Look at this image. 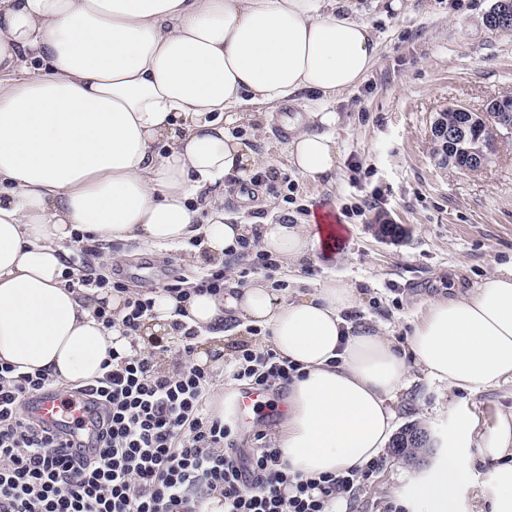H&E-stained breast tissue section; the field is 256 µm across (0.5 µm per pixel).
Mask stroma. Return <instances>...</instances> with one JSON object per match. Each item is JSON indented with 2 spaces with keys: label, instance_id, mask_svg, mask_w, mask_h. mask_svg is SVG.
Wrapping results in <instances>:
<instances>
[{
  "label": "stroma",
  "instance_id": "35a3bbf8",
  "mask_svg": "<svg viewBox=\"0 0 512 512\" xmlns=\"http://www.w3.org/2000/svg\"><path fill=\"white\" fill-rule=\"evenodd\" d=\"M495 0H405L401 12L385 11L381 0H353L372 21L379 44L374 68L355 88L329 103L339 165L332 180L311 182L288 163L286 138L276 125L300 112L296 100L265 109L259 133L248 137L264 167L260 183H224V214L234 224H267L282 219L304 222L310 210L334 209L344 225L341 261H305L277 268L268 285L277 299L297 284L314 287L337 277L359 288L363 299L356 322L380 327L407 344L416 317L429 299L450 288L469 290L494 262L512 256V140L501 144L484 170L439 168L429 139L436 112L451 104L481 109L487 99L512 94V32H493L484 17ZM362 161L354 170V161ZM379 197L377 208L347 215V208ZM401 225L402 237L379 239L378 216ZM188 246L154 247L137 241L102 243L98 262L121 271L130 289L161 287L165 273L193 284L214 262L200 255L184 260ZM240 318L226 316L224 335L202 336L200 348L214 376L225 387L224 372L238 343L248 341ZM409 386L392 401L398 427L425 426L436 446L424 463L398 459L391 448L373 483L343 512H381L385 502L405 503L413 480L440 457L437 443L455 429L454 411L469 413L480 426L492 414L512 412V382L480 393L448 391L411 369Z\"/></svg>",
  "mask_w": 512,
  "mask_h": 512
}]
</instances>
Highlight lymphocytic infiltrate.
Wrapping results in <instances>:
<instances>
[{
  "mask_svg": "<svg viewBox=\"0 0 512 512\" xmlns=\"http://www.w3.org/2000/svg\"><path fill=\"white\" fill-rule=\"evenodd\" d=\"M75 241L66 259L70 287L126 293L122 322L103 308L97 316L105 327L121 325L129 347L110 351L102 376L78 389L103 412L94 455L54 437L27 414V401L54 385L47 372L19 374L0 364V512H203L215 495L223 498L224 512H336L370 481L380 460L312 477L291 472L273 446L243 453L235 443L236 423L208 409L212 374L192 359L199 331L173 321L184 361L173 372L159 370L136 340L153 316L149 292L127 294L121 281L90 264L95 247L80 235ZM296 370L273 348L243 343L228 377L266 391L290 383Z\"/></svg>",
  "mask_w": 512,
  "mask_h": 512,
  "instance_id": "1",
  "label": "lymphocytic infiltrate"
}]
</instances>
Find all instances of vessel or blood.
<instances>
[{"mask_svg": "<svg viewBox=\"0 0 512 512\" xmlns=\"http://www.w3.org/2000/svg\"><path fill=\"white\" fill-rule=\"evenodd\" d=\"M266 403L264 391H244L237 399L236 415L240 420H248L253 413L264 408ZM26 411L53 433H72L73 441L77 444L82 441L81 435L76 432L77 427H89L97 414L90 403L56 389L42 391L29 399Z\"/></svg>", "mask_w": 512, "mask_h": 512, "instance_id": "vessel-or-blood-1", "label": "vessel or blood"}]
</instances>
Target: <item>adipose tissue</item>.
Listing matches in <instances>:
<instances>
[{
  "mask_svg": "<svg viewBox=\"0 0 512 512\" xmlns=\"http://www.w3.org/2000/svg\"><path fill=\"white\" fill-rule=\"evenodd\" d=\"M349 0H0V363L83 385L109 350H124L123 300L67 287L66 242L138 240L174 246L202 236L216 260L244 238L297 263L337 259L327 214L315 224L224 221L225 179L263 162L232 132L259 107L301 92L336 99L374 67L378 45ZM320 131H313V124ZM335 113L306 109L286 146L317 182L334 173ZM360 293L330 278L286 300L260 282L191 296L185 321L224 333L232 311L296 363L274 444L314 476L364 467L394 430L390 403L410 367L449 390L512 381V258L479 287L431 300L407 350L348 323ZM453 447L490 466L487 512H512V413L487 428L458 416ZM467 470L444 456L415 483L411 512H457Z\"/></svg>",
  "mask_w": 512,
  "mask_h": 512,
  "instance_id": "obj_1",
  "label": "adipose tissue"
}]
</instances>
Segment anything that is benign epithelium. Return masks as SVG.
<instances>
[{"label":"benign epithelium","instance_id":"1","mask_svg":"<svg viewBox=\"0 0 512 512\" xmlns=\"http://www.w3.org/2000/svg\"><path fill=\"white\" fill-rule=\"evenodd\" d=\"M508 23H512V0H496L493 10L485 17V26L490 30H496L499 26ZM467 111L469 108L465 106L450 105L436 113L432 121L430 139L433 155L442 167L448 165V146L458 144L466 152L471 170L479 171L495 155L500 141L512 138V112L500 107L494 99L487 101L484 108L478 112L477 118V121L492 130L493 139L472 137L469 123L448 127L446 113Z\"/></svg>","mask_w":512,"mask_h":512}]
</instances>
